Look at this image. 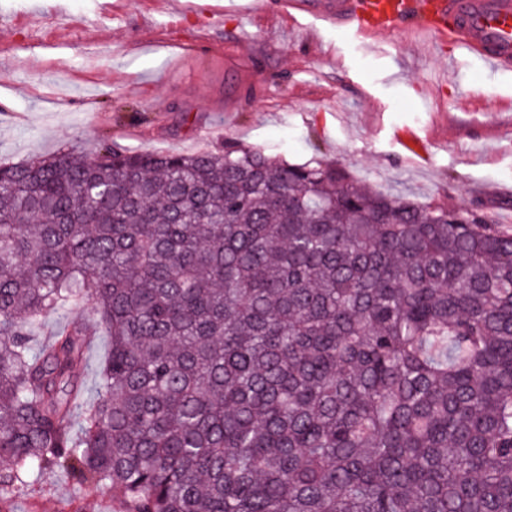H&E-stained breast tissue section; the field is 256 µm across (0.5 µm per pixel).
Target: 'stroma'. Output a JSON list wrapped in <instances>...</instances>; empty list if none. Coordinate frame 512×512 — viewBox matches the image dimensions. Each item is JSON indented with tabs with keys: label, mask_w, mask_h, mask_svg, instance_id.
Returning <instances> with one entry per match:
<instances>
[{
	"label": "stroma",
	"mask_w": 512,
	"mask_h": 512,
	"mask_svg": "<svg viewBox=\"0 0 512 512\" xmlns=\"http://www.w3.org/2000/svg\"><path fill=\"white\" fill-rule=\"evenodd\" d=\"M0 0V164L103 146L162 153L265 150L340 161L419 203L483 206L512 227V70H487L403 23L355 40L289 30L278 0ZM75 368L97 395L109 341L87 306ZM15 512H117L108 486L36 476Z\"/></svg>",
	"instance_id": "35a3bbf8"
}]
</instances>
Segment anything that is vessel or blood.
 <instances>
[{"mask_svg": "<svg viewBox=\"0 0 512 512\" xmlns=\"http://www.w3.org/2000/svg\"><path fill=\"white\" fill-rule=\"evenodd\" d=\"M411 15L491 69L512 67V0H325L314 17L359 38L383 34Z\"/></svg>", "mask_w": 512, "mask_h": 512, "instance_id": "b4317fda", "label": "vessel or blood"}]
</instances>
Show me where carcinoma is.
Listing matches in <instances>:
<instances>
[{"instance_id":"cac0c4a2","label":"carcinoma","mask_w":512,"mask_h":512,"mask_svg":"<svg viewBox=\"0 0 512 512\" xmlns=\"http://www.w3.org/2000/svg\"><path fill=\"white\" fill-rule=\"evenodd\" d=\"M86 301L90 404L31 336ZM0 461V512H512V229L259 148L0 165ZM71 322L87 324L90 334L85 359L75 367L76 375L84 382V399L90 402L97 396L98 371L109 352L108 338L98 325L94 311L86 305L68 316L50 315L41 322L38 332L44 339L48 337L46 335L62 329ZM34 484L14 503L16 512H115L112 487L80 486L64 471L34 476Z\"/></svg>"}]
</instances>
